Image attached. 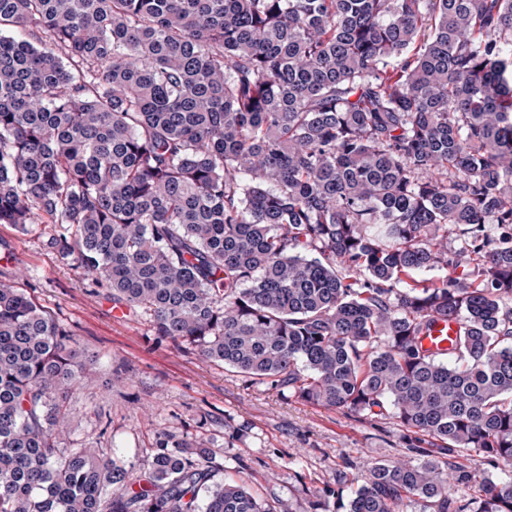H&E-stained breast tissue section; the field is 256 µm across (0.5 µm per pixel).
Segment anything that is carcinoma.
<instances>
[{
  "mask_svg": "<svg viewBox=\"0 0 512 512\" xmlns=\"http://www.w3.org/2000/svg\"><path fill=\"white\" fill-rule=\"evenodd\" d=\"M5 29L0 224L55 225L209 363L390 415L424 460L376 464L345 512H512V0H0ZM92 375L0 283V512H281L199 438L137 476L60 447ZM469 448L507 479L462 506Z\"/></svg>",
  "mask_w": 512,
  "mask_h": 512,
  "instance_id": "obj_1",
  "label": "carcinoma"
}]
</instances>
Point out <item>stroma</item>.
<instances>
[{
  "label": "stroma",
  "mask_w": 512,
  "mask_h": 512,
  "mask_svg": "<svg viewBox=\"0 0 512 512\" xmlns=\"http://www.w3.org/2000/svg\"><path fill=\"white\" fill-rule=\"evenodd\" d=\"M50 224L19 233L0 225V281H22L94 361L91 383L69 398V448H97L142 467L158 434L200 437L220 476L259 489L284 512H313L316 488L350 490L375 464L419 460L391 417L356 415L284 399L195 349L155 335L48 245Z\"/></svg>",
  "instance_id": "1"
}]
</instances>
